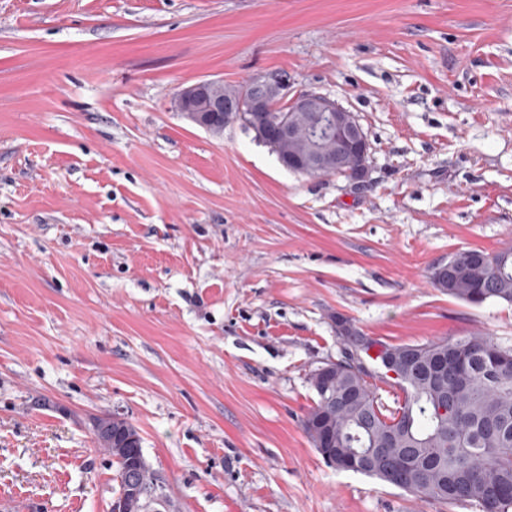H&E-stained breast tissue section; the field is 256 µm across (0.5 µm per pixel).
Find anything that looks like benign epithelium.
Listing matches in <instances>:
<instances>
[{"label":"benign epithelium","instance_id":"benign-epithelium-1","mask_svg":"<svg viewBox=\"0 0 512 512\" xmlns=\"http://www.w3.org/2000/svg\"><path fill=\"white\" fill-rule=\"evenodd\" d=\"M215 81L202 80L180 89L174 97L173 107L186 118L207 130L215 131L220 126L219 114L224 122L240 121L255 130L260 140L272 150L288 140H296L294 123L287 117L277 120L276 132L267 133L261 126L248 119L252 112L273 111L272 102L282 99L288 103L290 112H320L327 127L336 131V152L327 153L315 142L300 146L298 152L282 159V165L294 172H317L337 169L353 179H360L368 168L369 144L357 116L330 97L316 92H300L288 97L287 81L275 74L254 78L248 82L242 97L226 101L214 94ZM344 339L352 341L351 354L342 361L330 360L316 370L314 383L318 386L327 381V374L338 367L347 374H359L355 354L359 353L365 340L351 335L350 325L338 322Z\"/></svg>","mask_w":512,"mask_h":512}]
</instances>
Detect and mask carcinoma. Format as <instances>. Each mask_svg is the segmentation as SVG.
Listing matches in <instances>:
<instances>
[{
	"instance_id": "cac0c4a2",
	"label": "carcinoma",
	"mask_w": 512,
	"mask_h": 512,
	"mask_svg": "<svg viewBox=\"0 0 512 512\" xmlns=\"http://www.w3.org/2000/svg\"><path fill=\"white\" fill-rule=\"evenodd\" d=\"M459 263L454 278L431 277L433 287L472 306L487 302L512 306V246L496 252L469 249L450 255ZM372 361L388 351H413L396 377L358 358L363 377L330 374V386L315 391L304 428L318 453L331 467L358 451L371 457L363 474L377 477L418 499L448 503L475 501L482 512H509L512 508V364L498 361L511 350L487 335L454 336L423 344H378ZM448 356V371L439 379L427 369L437 355ZM397 388V406L379 403L376 381ZM349 390L352 403L336 401ZM97 448L117 466L118 495L127 512H148L150 494L132 489L151 482L136 461L144 459L138 429L123 421L116 430L112 416L96 418Z\"/></svg>"
}]
</instances>
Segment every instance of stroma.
<instances>
[{"instance_id":"35a3bbf8","label":"stroma","mask_w":512,"mask_h":512,"mask_svg":"<svg viewBox=\"0 0 512 512\" xmlns=\"http://www.w3.org/2000/svg\"><path fill=\"white\" fill-rule=\"evenodd\" d=\"M267 74L357 115L364 180L171 104ZM510 243L512 0H0V498L109 512L116 414L157 512H481L328 466L303 419L337 318L512 347V306L430 280Z\"/></svg>"}]
</instances>
